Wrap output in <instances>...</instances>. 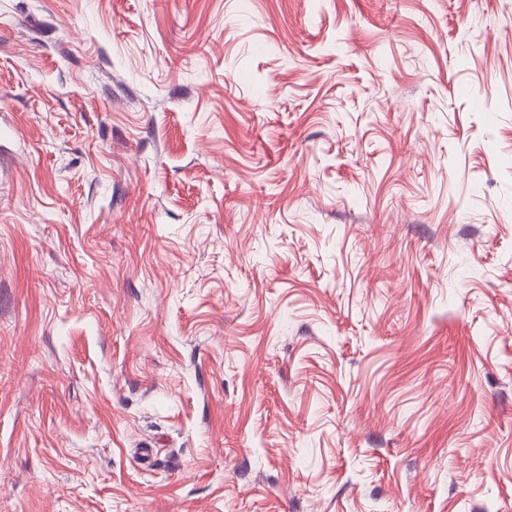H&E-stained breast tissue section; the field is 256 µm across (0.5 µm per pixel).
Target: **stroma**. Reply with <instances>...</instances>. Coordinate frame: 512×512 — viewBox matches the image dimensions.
<instances>
[{"instance_id": "1", "label": "stroma", "mask_w": 512, "mask_h": 512, "mask_svg": "<svg viewBox=\"0 0 512 512\" xmlns=\"http://www.w3.org/2000/svg\"><path fill=\"white\" fill-rule=\"evenodd\" d=\"M0 512H512V0H0Z\"/></svg>"}]
</instances>
